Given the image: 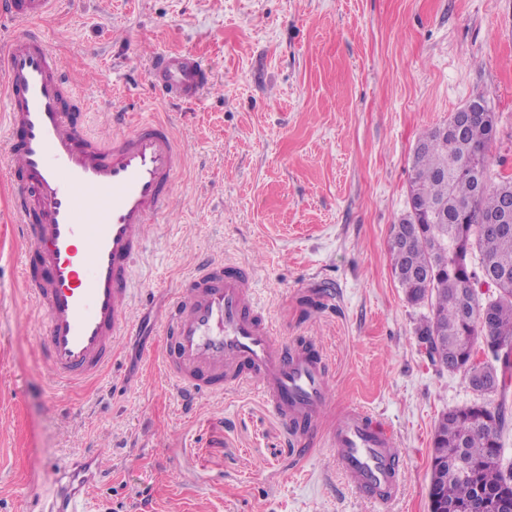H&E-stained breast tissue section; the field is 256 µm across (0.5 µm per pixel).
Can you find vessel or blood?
I'll use <instances>...</instances> for the list:
<instances>
[{
	"label": "vessel or blood",
	"mask_w": 512,
	"mask_h": 512,
	"mask_svg": "<svg viewBox=\"0 0 512 512\" xmlns=\"http://www.w3.org/2000/svg\"><path fill=\"white\" fill-rule=\"evenodd\" d=\"M58 0H0L16 33L0 54V102L9 136L0 146L15 186L13 211L27 252L21 279L44 328L36 348L55 384L81 385L111 367L115 344L133 340L127 316L132 267L154 217L176 203L182 151L162 121L127 127L111 113L112 137L88 134L72 111L74 85L33 24ZM165 101L198 99L209 69L189 51L159 54L149 67ZM161 362L186 409L206 396L258 387L298 453L327 445L357 495L392 504L402 493L404 460L391 430L360 409L330 431L318 428L329 403V363L318 340L279 339L257 305L244 266L199 258L163 321ZM57 488L31 512H85V493L112 478L104 454L54 463Z\"/></svg>",
	"instance_id": "b4317fda"
}]
</instances>
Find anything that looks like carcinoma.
<instances>
[{"mask_svg": "<svg viewBox=\"0 0 512 512\" xmlns=\"http://www.w3.org/2000/svg\"><path fill=\"white\" fill-rule=\"evenodd\" d=\"M494 131V116L488 113L476 115L463 134L422 133L410 183L420 223L406 214L390 246L392 272L406 299L430 308L416 328L427 357L465 372L482 397L443 414L435 428L430 496L444 512H496L498 501L512 499V462L503 463L501 456L503 431L512 425L506 403L512 387V234L490 237L476 223L478 215L512 203V178L495 182L489 177L478 194L471 167L479 158L489 172L487 150ZM486 277L498 283L492 298L480 291L478 279ZM479 342L491 355L483 368L506 373L496 404L488 401L494 392L474 383L480 369L472 358Z\"/></svg>", "mask_w": 512, "mask_h": 512, "instance_id": "1", "label": "carcinoma"}]
</instances>
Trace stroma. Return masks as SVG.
Returning a JSON list of instances; mask_svg holds the SVG:
<instances>
[{"instance_id": "35a3bbf8", "label": "stroma", "mask_w": 512, "mask_h": 512, "mask_svg": "<svg viewBox=\"0 0 512 512\" xmlns=\"http://www.w3.org/2000/svg\"><path fill=\"white\" fill-rule=\"evenodd\" d=\"M38 27L91 135L116 107L170 122L183 166L133 266L138 341L54 388L0 163V512L52 495L35 457L91 449L111 454L112 480L89 488L87 512H429L435 427L475 394L419 345L429 308L407 302L389 249L419 136L471 99L496 117L491 173L512 175V0H71ZM183 50L212 78L194 103H167L147 88L150 60ZM201 253L252 268L281 339L323 344L324 426L360 408L391 428L407 464L396 503L357 497L331 448L299 457L257 388L185 410L158 331Z\"/></svg>"}]
</instances>
